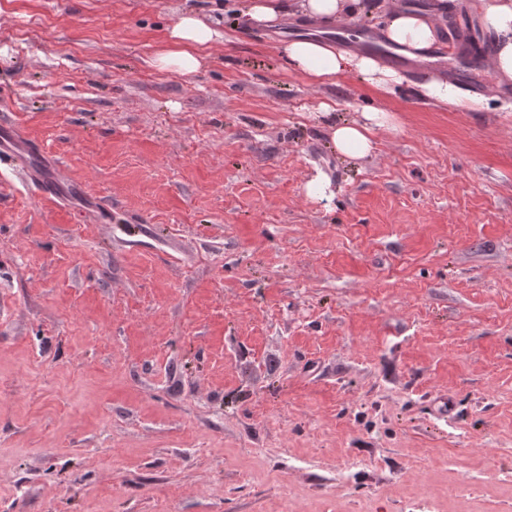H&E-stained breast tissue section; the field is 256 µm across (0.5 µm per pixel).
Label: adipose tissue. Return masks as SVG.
<instances>
[{"label":"adipose tissue","instance_id":"ef3b65f1","mask_svg":"<svg viewBox=\"0 0 512 512\" xmlns=\"http://www.w3.org/2000/svg\"><path fill=\"white\" fill-rule=\"evenodd\" d=\"M474 7L494 33L491 71L496 82L512 81V0H475ZM291 9L314 24L325 25L359 15L364 4L362 0H245L241 15L246 23L270 25ZM383 31L391 43L400 46L412 58L422 57L440 39L433 16L400 7L388 11ZM215 37L216 32L210 25L195 14H186L168 30L164 46L154 54L150 64L161 72L192 76L205 65L206 50ZM280 54L289 68L312 84L358 75L375 89L392 94L405 81L401 72L382 65L359 49H343L318 38L287 40L281 45ZM419 90L427 99L462 110L476 111L486 104L485 97L469 94L437 75L420 83ZM389 122L387 112L372 109L363 112L361 120L332 125L331 140L339 154L361 159L372 152L375 132Z\"/></svg>","mask_w":512,"mask_h":512}]
</instances>
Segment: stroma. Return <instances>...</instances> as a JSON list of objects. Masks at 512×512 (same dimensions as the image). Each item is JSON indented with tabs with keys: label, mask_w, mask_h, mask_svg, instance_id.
Masks as SVG:
<instances>
[{
	"label": "stroma",
	"mask_w": 512,
	"mask_h": 512,
	"mask_svg": "<svg viewBox=\"0 0 512 512\" xmlns=\"http://www.w3.org/2000/svg\"><path fill=\"white\" fill-rule=\"evenodd\" d=\"M241 4L0 0V123L112 211L0 179V512H512V82L314 86ZM218 35L193 13L182 16L168 29L164 46L150 59V66L161 72L192 76L205 65L206 50ZM422 95L435 102L451 105L467 111H476L483 109L486 105V99L479 95H470L462 90L455 83L449 82L438 75L430 76L418 85ZM362 121H345L331 126V140L336 151L350 159H361L374 148V134L386 127L390 116L382 110L362 112Z\"/></svg>",
	"instance_id": "35a3bbf8"
}]
</instances>
